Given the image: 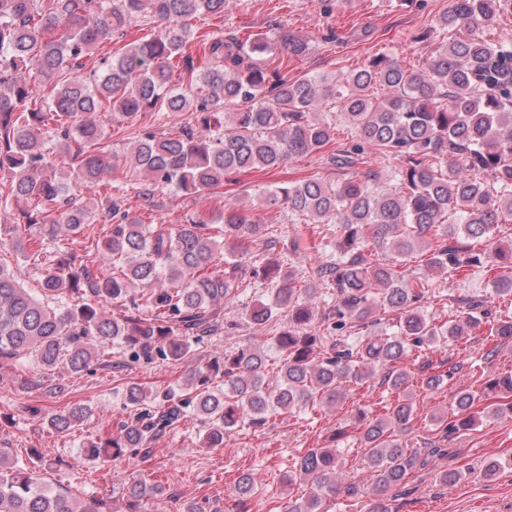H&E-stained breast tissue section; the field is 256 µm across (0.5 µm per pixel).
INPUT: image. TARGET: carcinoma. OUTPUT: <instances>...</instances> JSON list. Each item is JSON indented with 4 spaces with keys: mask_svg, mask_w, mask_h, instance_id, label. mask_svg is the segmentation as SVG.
<instances>
[{
    "mask_svg": "<svg viewBox=\"0 0 512 512\" xmlns=\"http://www.w3.org/2000/svg\"><path fill=\"white\" fill-rule=\"evenodd\" d=\"M205 15L224 16V0H0V210L28 205L0 224V244L44 260L38 298L0 264V367L31 357L45 369L81 373L109 347L134 359L185 357L219 329L215 305L233 296L244 244L265 234V225L254 223L238 202L225 205L222 236L232 248L223 260V245L203 220L176 229L143 224L110 193L98 210L84 204V195L100 196L104 176L127 165L155 190L219 188L232 175L272 171L322 152L341 120L355 136L350 149L330 155V164L350 167L371 147L394 161L388 188L375 187L374 173L336 184L309 177L270 189L266 197L323 225L312 249L336 241L338 258L314 271L333 298L324 314L326 333L312 330L315 313L294 272L282 276L277 266H261L262 280L280 285L272 302L248 317L262 325L280 310L288 314L276 339L279 369L266 372L262 351L241 347L174 387L132 384L124 403L132 418L115 434L88 441L84 453L116 459L137 451L175 428L190 406L203 423L205 446L222 448L237 428L261 426L271 412L341 404L349 384H363L385 368V381L399 394L396 403L371 419L358 411L373 479L363 512H393L392 491L428 462L403 440L414 416L406 361L416 351L457 344L484 324L494 340L512 341V316L496 320L492 312L494 297H512V241L493 239L498 225L512 222V42L485 38L512 16V0H448L434 29L436 55L426 66L408 68L380 54L339 79L290 78L254 64L252 55L267 49L260 34L248 43L234 36L203 39L208 63L199 67L187 50L197 39L192 22ZM141 18L161 24L157 34L88 67L100 43L124 36ZM278 45L293 57L309 50L306 40L287 32ZM178 68L180 84L172 81ZM147 111L191 112L195 124L168 137L144 131L123 158L105 149L109 135L99 113L131 118ZM59 161L70 167L65 180ZM97 216L109 225L108 234L82 253L72 249L69 235ZM475 239L488 240V248L473 251L469 241ZM422 244L432 271L498 270L491 297L462 301L444 323L426 317L432 284L401 266ZM369 248L391 254L392 261L370 259ZM134 285L143 291L137 298ZM104 301L147 307L151 316L109 318ZM378 325L391 332L371 333ZM454 370L421 375V389H440ZM453 411L430 415L446 436L472 429L484 416L512 414V371L487 376L475 390H457ZM90 416L89 407L74 403L47 422L67 433ZM339 466L336 445L306 450L288 484L308 483L311 493L288 499L284 512H322L323 500L341 491ZM255 490L253 473L242 472L237 512H248ZM165 495L164 486L131 477L118 492L124 503L118 511L102 498L77 502L41 484L0 447V512H146L149 500Z\"/></svg>",
    "mask_w": 512,
    "mask_h": 512,
    "instance_id": "cac0c4a2",
    "label": "carcinoma"
}]
</instances>
